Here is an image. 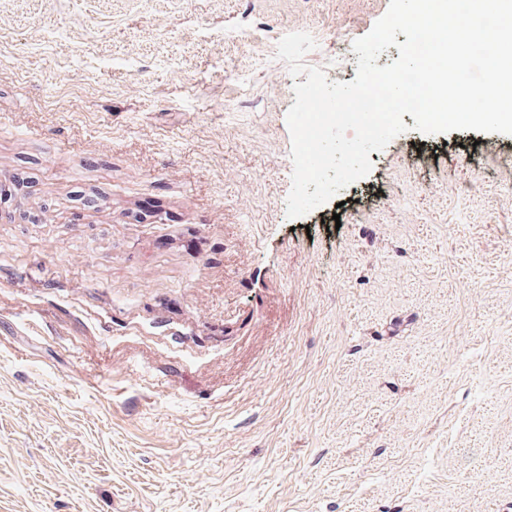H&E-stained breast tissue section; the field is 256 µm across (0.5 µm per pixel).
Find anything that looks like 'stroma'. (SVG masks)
Returning a JSON list of instances; mask_svg holds the SVG:
<instances>
[{"instance_id": "1", "label": "stroma", "mask_w": 512, "mask_h": 512, "mask_svg": "<svg viewBox=\"0 0 512 512\" xmlns=\"http://www.w3.org/2000/svg\"><path fill=\"white\" fill-rule=\"evenodd\" d=\"M388 6L0 0V512H512V135L286 213Z\"/></svg>"}]
</instances>
